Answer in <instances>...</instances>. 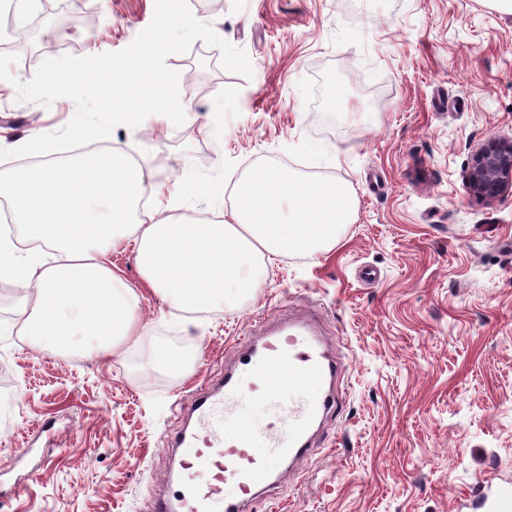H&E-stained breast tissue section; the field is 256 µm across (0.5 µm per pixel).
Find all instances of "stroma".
<instances>
[{"label": "stroma", "mask_w": 512, "mask_h": 512, "mask_svg": "<svg viewBox=\"0 0 512 512\" xmlns=\"http://www.w3.org/2000/svg\"><path fill=\"white\" fill-rule=\"evenodd\" d=\"M193 15L244 50L252 77L221 68L196 40L166 64L188 116L109 146L153 173L160 217L229 218L230 196L181 195L178 177L233 186L260 166L344 182L352 223L329 252L278 255L239 304L195 313L184 332L141 286L134 246L105 256L137 285L149 344L101 358L34 345L27 308L0 281V512H152L177 458L178 406L233 364L258 321L316 303L342 367L336 406L312 451L273 493L272 512H459L491 467L512 476V196L473 198L475 149L512 135V12L494 0H224ZM91 25L44 17L41 49L77 57L127 47L155 0H86ZM0 80V137L21 145L62 130L68 98L18 102ZM223 115L214 139L200 116ZM374 269L376 279L363 276ZM163 348L183 369L150 367Z\"/></svg>", "instance_id": "35a3bbf8"}]
</instances>
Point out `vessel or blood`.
<instances>
[{
    "label": "vessel or blood",
    "mask_w": 512,
    "mask_h": 512,
    "mask_svg": "<svg viewBox=\"0 0 512 512\" xmlns=\"http://www.w3.org/2000/svg\"><path fill=\"white\" fill-rule=\"evenodd\" d=\"M337 376L310 308L257 325L223 384L186 405L192 424L172 439L183 489L157 497L154 512H251L309 453L313 428L336 404ZM460 508L512 512V477L481 481Z\"/></svg>",
    "instance_id": "vessel-or-blood-1"
}]
</instances>
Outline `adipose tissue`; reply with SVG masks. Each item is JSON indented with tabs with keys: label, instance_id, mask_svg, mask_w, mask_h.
<instances>
[{
	"label": "adipose tissue",
	"instance_id": "1",
	"mask_svg": "<svg viewBox=\"0 0 512 512\" xmlns=\"http://www.w3.org/2000/svg\"><path fill=\"white\" fill-rule=\"evenodd\" d=\"M153 193L151 174L116 147L0 179L24 238L60 253L30 260L0 237V280L35 293L26 326L36 344L106 357L147 340L135 287L103 261L117 242L134 239L142 280L162 307L202 311L252 296L265 256L334 248L354 215L346 185L276 167L244 179L227 220L136 218L137 203Z\"/></svg>",
	"mask_w": 512,
	"mask_h": 512
}]
</instances>
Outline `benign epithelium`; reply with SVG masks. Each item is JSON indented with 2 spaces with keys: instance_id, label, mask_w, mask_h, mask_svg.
<instances>
[{
  "instance_id": "benign-epithelium-1",
  "label": "benign epithelium",
  "mask_w": 512,
  "mask_h": 512,
  "mask_svg": "<svg viewBox=\"0 0 512 512\" xmlns=\"http://www.w3.org/2000/svg\"><path fill=\"white\" fill-rule=\"evenodd\" d=\"M466 184L471 195L487 203L512 192V136H493L475 150Z\"/></svg>"
}]
</instances>
